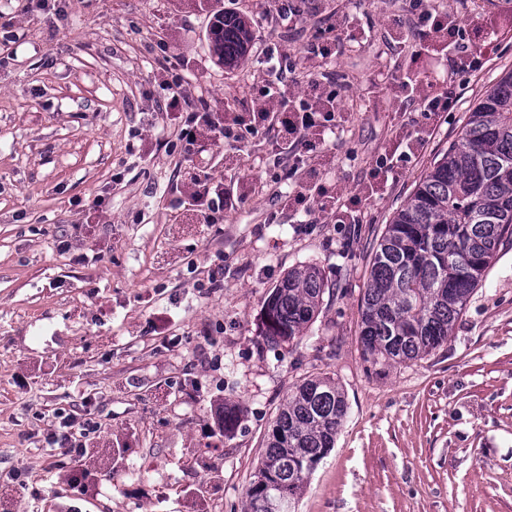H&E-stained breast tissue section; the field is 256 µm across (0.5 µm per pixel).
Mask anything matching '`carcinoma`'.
I'll return each instance as SVG.
<instances>
[{
  "mask_svg": "<svg viewBox=\"0 0 512 512\" xmlns=\"http://www.w3.org/2000/svg\"><path fill=\"white\" fill-rule=\"evenodd\" d=\"M215 53L234 63L248 49L240 16L219 11L211 24ZM512 243V72L469 113L460 138L430 168L373 246L361 300L359 342L373 362L405 363L448 340L475 288ZM325 283L314 265L288 272L263 304V331L273 343L300 340L322 303ZM347 414L329 377L295 387L279 408L246 512H295L309 476L334 448ZM220 422L231 435L239 411Z\"/></svg>",
  "mask_w": 512,
  "mask_h": 512,
  "instance_id": "obj_1",
  "label": "carcinoma"
}]
</instances>
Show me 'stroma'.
Wrapping results in <instances>:
<instances>
[{"instance_id": "35a3bbf8", "label": "stroma", "mask_w": 512, "mask_h": 512, "mask_svg": "<svg viewBox=\"0 0 512 512\" xmlns=\"http://www.w3.org/2000/svg\"><path fill=\"white\" fill-rule=\"evenodd\" d=\"M488 61L448 72L409 0H0V512H244L273 421L294 387L331 377L348 414L298 512H512V245L447 342L401 365L367 362L360 305L374 242L467 112L512 72V0H430ZM244 16L246 57L220 62L216 10ZM328 59L302 61L320 29ZM275 47L340 93L324 151L292 171L275 132L228 143L273 79ZM180 79L203 98L196 140L167 108ZM451 93L422 119L416 90ZM421 120L403 158L398 135ZM397 170L369 189L380 157ZM362 194V222L306 221V181ZM234 208L204 221L196 185ZM317 266L327 285L300 342L263 335V302ZM238 405L233 436L215 411ZM74 447L49 440L61 417Z\"/></svg>"}]
</instances>
